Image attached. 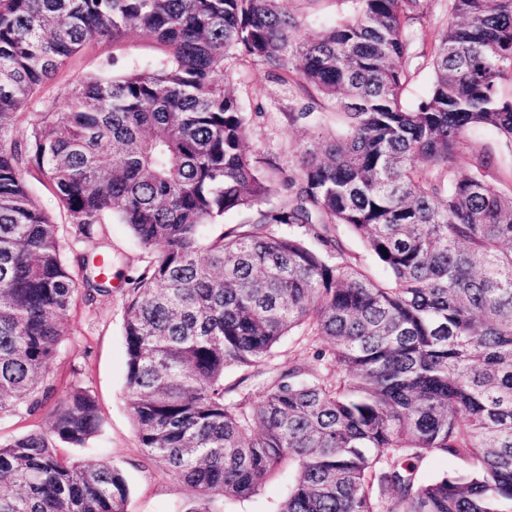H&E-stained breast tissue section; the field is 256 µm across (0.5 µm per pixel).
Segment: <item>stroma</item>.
<instances>
[{
	"label": "stroma",
	"instance_id": "35a3bbf8",
	"mask_svg": "<svg viewBox=\"0 0 512 512\" xmlns=\"http://www.w3.org/2000/svg\"><path fill=\"white\" fill-rule=\"evenodd\" d=\"M159 53L157 44L146 38L120 46L108 42L89 45L45 88L44 94L64 97L81 77L106 72L108 61L122 65L132 60L145 62ZM235 87L244 110L253 115L248 149L283 167L295 164L294 150L307 138L310 128L290 121L288 114L295 106L287 92L259 66L240 68ZM468 138L478 150L494 157L500 188L512 189V146L489 128L472 129ZM103 243L112 250V293L92 305L80 300L72 304L60 352L48 368L58 392H65L75 383L91 390L100 407L101 428L84 446H63L59 453L79 464L104 462L120 468L129 489L127 512H187L194 499L193 490L146 458L128 404L124 288L129 278L150 263L152 254L124 224L107 225ZM290 478V471L275 473L257 495L245 501L224 502L222 510L277 512L288 493Z\"/></svg>",
	"mask_w": 512,
	"mask_h": 512
}]
</instances>
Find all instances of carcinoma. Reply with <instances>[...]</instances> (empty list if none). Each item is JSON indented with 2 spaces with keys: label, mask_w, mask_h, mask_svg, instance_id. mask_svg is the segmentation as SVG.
Instances as JSON below:
<instances>
[{
  "label": "carcinoma",
  "mask_w": 512,
  "mask_h": 512,
  "mask_svg": "<svg viewBox=\"0 0 512 512\" xmlns=\"http://www.w3.org/2000/svg\"><path fill=\"white\" fill-rule=\"evenodd\" d=\"M342 2L310 37L285 0H0V416L52 405L48 428L0 443V512H127L119 468L57 453L97 433L95 397L48 380L71 305L112 294L97 240L113 222L154 254L126 289L132 420L194 489L189 512L285 467L278 512H512V191L466 138L512 145V0H448L412 107L410 27L429 0ZM142 38L154 61L43 98L86 46ZM249 65L327 102L290 113L315 130L287 170L245 149L233 81ZM32 176L87 246L73 264ZM340 225L388 282L345 257ZM294 332L304 350L281 369ZM262 367L259 394L224 386ZM433 455L458 468L424 482ZM423 46L421 41H416L411 47L413 59L409 65L410 80L403 93V101L406 105H414L425 96L431 88L434 80V72L427 57L422 56ZM419 56V57H417Z\"/></svg>",
  "instance_id": "carcinoma-1"
}]
</instances>
